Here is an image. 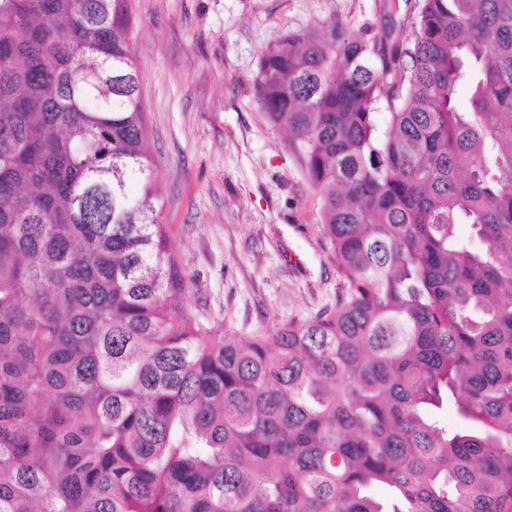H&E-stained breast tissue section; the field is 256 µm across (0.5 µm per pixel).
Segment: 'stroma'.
<instances>
[{"label": "stroma", "instance_id": "35a3bbf8", "mask_svg": "<svg viewBox=\"0 0 512 512\" xmlns=\"http://www.w3.org/2000/svg\"><path fill=\"white\" fill-rule=\"evenodd\" d=\"M415 0H130L158 202L195 290L225 333L265 336L334 305L339 274L321 203L288 133L258 105L262 51L331 19L378 31Z\"/></svg>", "mask_w": 512, "mask_h": 512}]
</instances>
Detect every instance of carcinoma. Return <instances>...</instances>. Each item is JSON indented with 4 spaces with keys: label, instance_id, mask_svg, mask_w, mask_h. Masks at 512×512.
<instances>
[{
    "label": "carcinoma",
    "instance_id": "cac0c4a2",
    "mask_svg": "<svg viewBox=\"0 0 512 512\" xmlns=\"http://www.w3.org/2000/svg\"><path fill=\"white\" fill-rule=\"evenodd\" d=\"M412 12L262 52L342 286L231 336L160 215L129 0H0V512H512V0Z\"/></svg>",
    "mask_w": 512,
    "mask_h": 512
}]
</instances>
